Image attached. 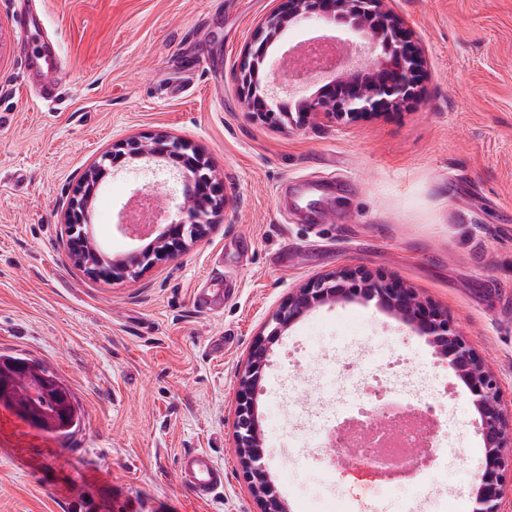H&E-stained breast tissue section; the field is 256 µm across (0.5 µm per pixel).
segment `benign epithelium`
Instances as JSON below:
<instances>
[{
    "label": "benign epithelium",
    "mask_w": 512,
    "mask_h": 512,
    "mask_svg": "<svg viewBox=\"0 0 512 512\" xmlns=\"http://www.w3.org/2000/svg\"><path fill=\"white\" fill-rule=\"evenodd\" d=\"M383 4L384 0H280L261 20L244 52L240 77L246 88L245 110L259 117L278 112L295 124L310 120L343 124L400 108L415 96L423 57L412 44L404 22L385 10ZM310 18H326L343 25L341 35L323 36L318 41L348 42L353 53L339 58L336 64L347 70L321 79L314 93L296 100L297 112H285L282 96L288 95L296 84L312 83L315 73L295 75L287 71L286 59L280 70L266 66L269 49L288 26ZM262 68L265 84L258 94L256 80ZM130 165L151 166L182 182L181 200L175 206L173 219L154 208L161 204L162 185L153 184L135 195L155 215L150 231L158 235L152 247L133 257L149 265L170 259L184 251L199 233L207 231L211 216L224 204L221 186L199 152L166 136L149 142L137 139L126 142L95 163L86 172L83 183L92 180L99 183ZM91 202L83 187L76 190L70 202L68 223L80 230L82 240L88 236L84 222ZM97 256V251L92 249L74 254V259L90 271V276L110 277L108 270L94 267ZM349 300L373 301L425 337L437 358L464 384L478 415L483 439V464L470 492L471 512H500L505 490L512 486V409H506L502 403L496 374L446 309L422 297L402 280L361 265L339 268L294 289L253 340L237 384L234 438L239 465L260 512H289L263 462L264 440L256 411L257 393L272 346L311 310Z\"/></svg>",
    "instance_id": "7a95c632"
}]
</instances>
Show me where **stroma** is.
<instances>
[{"instance_id":"35a3bbf8","label":"stroma","mask_w":512,"mask_h":512,"mask_svg":"<svg viewBox=\"0 0 512 512\" xmlns=\"http://www.w3.org/2000/svg\"><path fill=\"white\" fill-rule=\"evenodd\" d=\"M279 0H0V354L49 365L82 423L48 435L0 406V512H260L234 449L235 391L254 336L294 288L346 265L402 279L447 309L512 405V0H387L425 58L419 95L346 125L295 126L246 112L240 62ZM58 42L60 95L43 103L21 68L18 13ZM158 133L200 149L226 205L176 258L123 281L90 278L68 248L67 207L115 144ZM151 172L97 190L88 222L121 256L137 241L105 221ZM335 194L286 206V187ZM328 221L304 220L307 209ZM224 258V304L194 290ZM299 346L296 358L288 350ZM404 353L445 399L442 440L457 462L422 495L304 447L335 407L321 352ZM267 468L291 512H470L483 462L465 390L424 339L374 305L313 310L275 346L258 396ZM208 452L224 486L206 503L176 461Z\"/></svg>"}]
</instances>
